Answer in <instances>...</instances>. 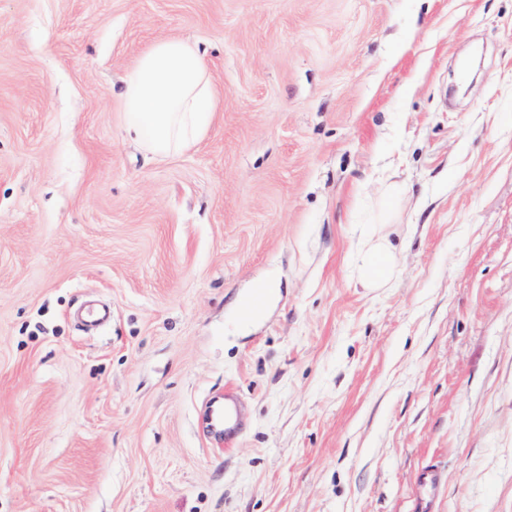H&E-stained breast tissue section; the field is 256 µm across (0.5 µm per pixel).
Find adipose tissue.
<instances>
[{
    "label": "adipose tissue",
    "instance_id": "obj_1",
    "mask_svg": "<svg viewBox=\"0 0 512 512\" xmlns=\"http://www.w3.org/2000/svg\"><path fill=\"white\" fill-rule=\"evenodd\" d=\"M120 94L126 136L165 157L195 144L217 110L218 92L197 46L184 37L155 42L125 74ZM396 247L385 225L363 230L354 253L357 282L391 287Z\"/></svg>",
    "mask_w": 512,
    "mask_h": 512
}]
</instances>
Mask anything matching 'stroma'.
Listing matches in <instances>:
<instances>
[{
  "label": "stroma",
  "instance_id": "1",
  "mask_svg": "<svg viewBox=\"0 0 512 512\" xmlns=\"http://www.w3.org/2000/svg\"><path fill=\"white\" fill-rule=\"evenodd\" d=\"M179 36L220 104L160 159L121 79ZM431 463L512 512V0H0V512H414ZM389 224H373L361 234L354 253L356 281L369 289L391 287L397 275L396 246L386 230ZM242 405L232 387H224V398L213 397L208 407V424L218 443L230 447L241 428Z\"/></svg>",
  "mask_w": 512,
  "mask_h": 512
}]
</instances>
